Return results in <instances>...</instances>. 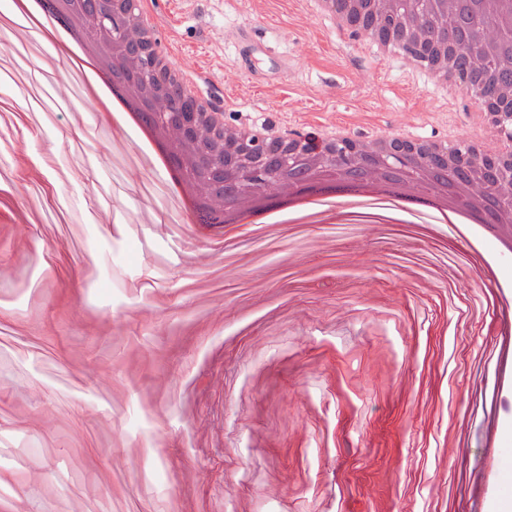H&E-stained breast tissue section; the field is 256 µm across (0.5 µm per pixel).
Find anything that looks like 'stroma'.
Wrapping results in <instances>:
<instances>
[{
	"mask_svg": "<svg viewBox=\"0 0 512 512\" xmlns=\"http://www.w3.org/2000/svg\"><path fill=\"white\" fill-rule=\"evenodd\" d=\"M226 123L464 138L309 0H153ZM0 0V512H489L512 256L445 224H184ZM151 434H139L143 422Z\"/></svg>",
	"mask_w": 512,
	"mask_h": 512,
	"instance_id": "1",
	"label": "stroma"
}]
</instances>
